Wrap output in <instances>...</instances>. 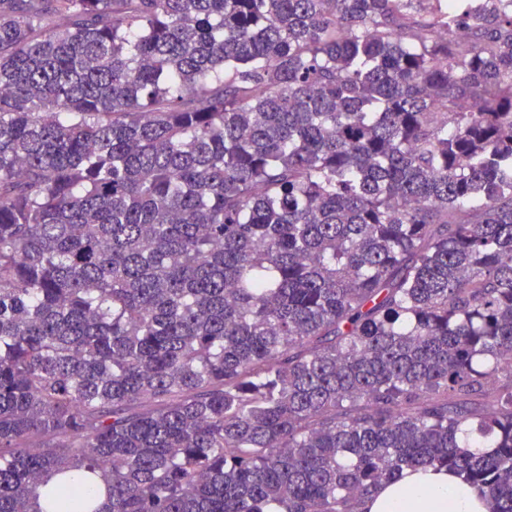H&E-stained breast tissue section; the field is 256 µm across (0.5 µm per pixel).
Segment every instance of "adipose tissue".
<instances>
[{
  "mask_svg": "<svg viewBox=\"0 0 512 512\" xmlns=\"http://www.w3.org/2000/svg\"><path fill=\"white\" fill-rule=\"evenodd\" d=\"M363 512H487L471 489L445 471H404L399 480L381 484L362 504Z\"/></svg>",
  "mask_w": 512,
  "mask_h": 512,
  "instance_id": "adipose-tissue-1",
  "label": "adipose tissue"
}]
</instances>
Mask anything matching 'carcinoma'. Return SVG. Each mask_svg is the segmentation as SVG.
<instances>
[{
	"instance_id": "1",
	"label": "carcinoma",
	"mask_w": 512,
	"mask_h": 512,
	"mask_svg": "<svg viewBox=\"0 0 512 512\" xmlns=\"http://www.w3.org/2000/svg\"><path fill=\"white\" fill-rule=\"evenodd\" d=\"M418 468L512 512V0H0V512Z\"/></svg>"
}]
</instances>
